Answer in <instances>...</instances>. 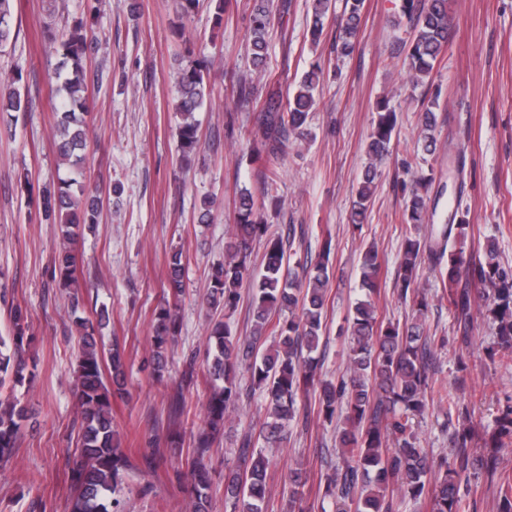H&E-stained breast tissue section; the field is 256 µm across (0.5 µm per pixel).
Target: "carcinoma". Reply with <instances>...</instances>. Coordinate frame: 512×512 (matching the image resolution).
I'll return each instance as SVG.
<instances>
[{
    "mask_svg": "<svg viewBox=\"0 0 512 512\" xmlns=\"http://www.w3.org/2000/svg\"><path fill=\"white\" fill-rule=\"evenodd\" d=\"M179 25L172 34L184 44L176 54V103L180 166L200 148V123L196 113L205 106L215 86L214 61L195 55L187 46L186 23L196 15L201 0H173ZM364 0H345L338 31L330 53L348 57L355 51ZM309 35L320 42L325 20L335 12V0H311ZM291 0H253L249 15V47L257 81L237 80L232 94L256 104L253 129L249 132L253 150L273 161L288 146H300L312 138L309 116L323 80L321 66L315 65L298 81L296 91L282 98L280 81L265 79L268 34L274 24L287 32ZM393 27L409 33L401 41L406 49L404 64L409 82L416 89L429 82L435 64L448 44L451 18L448 0H401ZM20 24L14 0H0V51L15 44ZM59 61L57 64L56 142L59 164L67 177L38 192L37 209L44 221L59 223L63 250L51 273L58 287H74L76 245L84 231L98 223L104 195L85 183L82 155L89 139L86 116L87 59L100 44L93 24L79 19L57 35L48 31ZM19 71L0 74V112H24ZM440 93L424 106L420 120L418 150L421 157L407 164L409 180L402 181L405 207L402 213V244L394 291L411 303L412 319L401 324L377 317L374 295L378 293L380 264L375 246L361 254V287L348 320V373L337 383L321 378L318 351L329 299V265L332 238L326 237L318 260L311 264L293 260V239L269 233L264 222L266 203H277L270 194L277 171L261 172L263 199L246 187L240 188L234 204L231 240L225 245L224 260L211 274L204 303L211 311H224V318L211 319L206 351L211 387L204 407V428L192 435V453L187 466L191 479L189 512H210L213 470L207 458L224 434V424L240 404L255 393L262 394L268 416L258 431L246 433L238 448L237 461L224 466V512H267L271 489L269 450L288 439L290 427L308 425L312 406L317 417L333 424L344 418L337 430L338 464L324 478L322 499L333 512H399L404 503L428 505L430 512H463L470 495L482 483L492 488L496 512H512V475L500 469L497 449L512 446V400L496 419L489 450L472 447L469 412L450 394L444 395L448 410L456 411L457 426L451 434L450 458L439 463L421 447L413 420L425 413L433 390L429 374L431 337L424 335L422 320L429 302L420 276L426 263L439 269L442 282L449 284L448 309L452 312L460 345L468 347L474 313L485 307L494 326L493 349L512 352V265L499 259L494 240L489 239L476 253H466L464 244L470 229L468 212L461 208L465 181H459L455 204L440 224L433 220L431 190L434 169L428 157L437 150L435 132L439 125ZM397 131V114L381 100L365 147L366 163L351 204V221L364 223L372 204L375 181ZM256 243L264 245V266L253 274L251 255ZM183 250H173L167 259L166 300L154 313L152 353L155 371L163 377L166 351L179 334V302L185 273ZM247 297L252 314L251 335L241 336L229 322L231 314ZM80 298L73 293V324L79 355L75 360V396L81 421V438L70 461L73 489L71 512H124L120 496L124 478L133 465L123 453L114 429L112 398L126 391L124 353L118 343L107 348L101 342L105 315L78 314ZM34 333L27 315L15 310L8 334L0 335V466L10 462L17 451L22 422L28 409L14 396L16 387L34 377L29 352ZM195 358L186 369L173 398L179 414L185 408L184 386L194 378ZM248 374L249 385L241 383ZM307 471L295 463L285 475L288 486L283 512H308L305 487Z\"/></svg>",
    "mask_w": 512,
    "mask_h": 512,
    "instance_id": "obj_1",
    "label": "carcinoma"
}]
</instances>
